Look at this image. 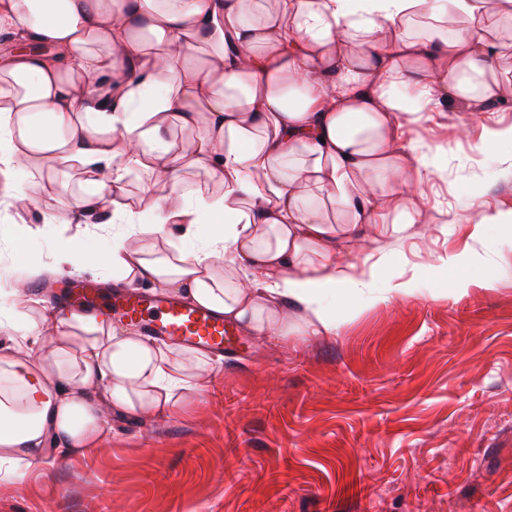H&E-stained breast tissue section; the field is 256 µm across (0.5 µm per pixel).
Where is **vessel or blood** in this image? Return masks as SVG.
<instances>
[{
	"mask_svg": "<svg viewBox=\"0 0 512 512\" xmlns=\"http://www.w3.org/2000/svg\"><path fill=\"white\" fill-rule=\"evenodd\" d=\"M56 307L62 318L74 313L93 314L139 328L144 335L165 342L217 355L240 341L222 314L163 292L145 295L132 289L71 288L58 297Z\"/></svg>",
	"mask_w": 512,
	"mask_h": 512,
	"instance_id": "b4317fda",
	"label": "vessel or blood"
}]
</instances>
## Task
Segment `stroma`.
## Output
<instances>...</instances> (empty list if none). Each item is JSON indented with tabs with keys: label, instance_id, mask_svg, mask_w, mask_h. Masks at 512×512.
<instances>
[{
	"label": "stroma",
	"instance_id": "35a3bbf8",
	"mask_svg": "<svg viewBox=\"0 0 512 512\" xmlns=\"http://www.w3.org/2000/svg\"><path fill=\"white\" fill-rule=\"evenodd\" d=\"M455 107L425 113L405 138L438 173L419 196L421 223L367 234L356 250L382 264L378 287L413 279V295L336 308L332 335L253 341L227 352L207 390L168 418H116L87 457H58L27 484L0 483V512H512V233L481 212L512 210V145L480 153L488 125ZM0 201V278H11L14 225L40 228V274L25 298L59 280L55 242L94 257L112 231L62 220L76 170ZM468 264L451 273L443 256ZM468 291L453 294V275Z\"/></svg>",
	"mask_w": 512,
	"mask_h": 512
}]
</instances>
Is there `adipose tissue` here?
Returning a JSON list of instances; mask_svg holds the SVG:
<instances>
[{
	"instance_id": "1",
	"label": "adipose tissue",
	"mask_w": 512,
	"mask_h": 512,
	"mask_svg": "<svg viewBox=\"0 0 512 512\" xmlns=\"http://www.w3.org/2000/svg\"><path fill=\"white\" fill-rule=\"evenodd\" d=\"M492 17L512 22V0H0V30L35 45L0 59V174L78 164L67 215L134 223L94 260L114 282L163 287L256 340L332 334L337 303L381 274L337 252L420 221L413 196L437 166L402 144L405 123L503 100L512 33ZM4 317L0 471L16 483L49 455L95 452L112 415L172 414L211 369L93 315Z\"/></svg>"
}]
</instances>
